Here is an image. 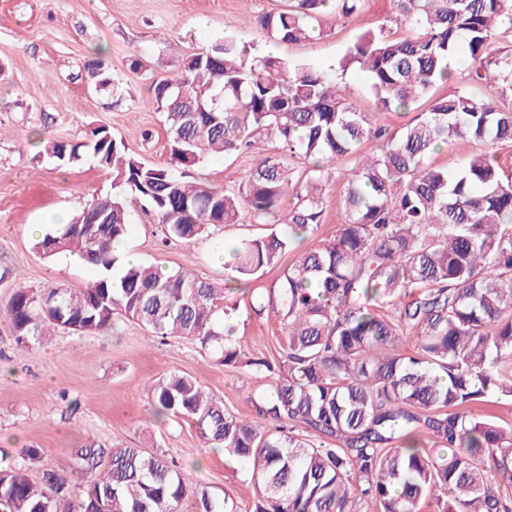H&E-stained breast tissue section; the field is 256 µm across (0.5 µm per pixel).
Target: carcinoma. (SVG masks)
Segmentation results:
<instances>
[{
  "label": "carcinoma",
  "instance_id": "obj_1",
  "mask_svg": "<svg viewBox=\"0 0 512 512\" xmlns=\"http://www.w3.org/2000/svg\"><path fill=\"white\" fill-rule=\"evenodd\" d=\"M392 23L362 32L336 68L257 56L237 33L187 56L154 84L169 163L147 165L104 127L88 141H50L44 153L75 165L89 152L112 171L113 192L34 240L46 258L73 253L99 267L86 288L21 283L0 307L16 344L43 348L51 330L99 333L118 318L162 341L195 340L219 362L270 379L251 396L247 421L186 374L150 388L156 418L195 422L211 448L245 462L257 491L252 512H512V428L474 410L492 395L512 399V176L495 157L470 156L450 172L430 155L460 139L512 143V0H394ZM362 0H288L258 19L277 42L323 33ZM458 55L470 80L493 95L433 97L427 111L390 134L349 99L334 72L363 70L376 110L411 109L452 78ZM380 153L359 155L366 140ZM263 151L247 181L218 189L183 179L216 154ZM342 182L336 237L304 253L252 304L276 313L281 359L246 356L236 307L211 283L184 272L123 265L114 245L128 207L146 202L165 239L190 242L223 224L274 229L229 251V281L249 284L322 224L323 194ZM117 279L119 286L112 284ZM223 312L224 319L217 317ZM413 338V350L404 349ZM16 463L0 450V512H237L234 502L192 500L185 475L141 448L74 450L77 478L45 471L42 449Z\"/></svg>",
  "mask_w": 512,
  "mask_h": 512
}]
</instances>
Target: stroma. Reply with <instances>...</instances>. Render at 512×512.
Segmentation results:
<instances>
[{
	"instance_id": "35a3bbf8",
	"label": "stroma",
	"mask_w": 512,
	"mask_h": 512,
	"mask_svg": "<svg viewBox=\"0 0 512 512\" xmlns=\"http://www.w3.org/2000/svg\"><path fill=\"white\" fill-rule=\"evenodd\" d=\"M284 0H0V299L16 280L33 287L85 288L98 275L94 265L59 256L48 259L32 248V225L49 229L61 214H73L93 198L112 191L110 171L85 158L59 166L43 153L50 141L78 143L92 128H108L146 164L169 160L162 112L149 105L152 82L175 77L182 60L222 40L226 28L253 40L257 54L277 55L326 67L335 64L368 29L395 14L393 0H365L358 14L332 19L323 34L288 45L261 36L257 20L283 8ZM104 64L115 90L92 89L89 72ZM346 92L377 125L389 132L410 124L415 111L374 109L368 79L360 69L344 77ZM493 151L504 172H512V145L468 140L453 142L429 158L451 170L475 153ZM256 154L214 156L187 169L190 183L218 188L245 180ZM339 188L329 185L323 222L316 233L295 242L278 267L269 269L249 292L231 289L222 254L235 244L261 236L264 224H227L184 243L163 242L162 229L142 202L130 206L126 251L140 262L185 271L224 290V304L236 305L237 333L246 356L280 358L287 337L273 312L255 315L250 305L277 282L284 267L305 251L333 238L344 216ZM173 373L197 378L240 417L255 415L249 397L266 380L220 364L194 341L161 343L144 327L118 319L93 335L59 331L39 354L15 343L0 313V450L20 458L34 446L44 454L31 470L74 471L71 450L88 441L164 452L185 472L195 491L217 499L231 497L241 512H252L255 489L244 478L245 464L204 444L195 426L181 416L156 421L149 389Z\"/></svg>"
}]
</instances>
